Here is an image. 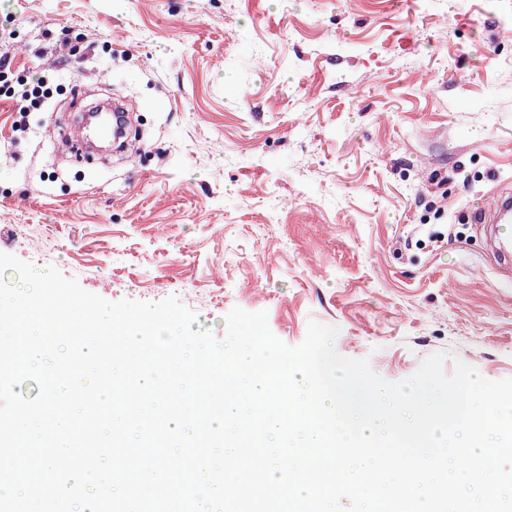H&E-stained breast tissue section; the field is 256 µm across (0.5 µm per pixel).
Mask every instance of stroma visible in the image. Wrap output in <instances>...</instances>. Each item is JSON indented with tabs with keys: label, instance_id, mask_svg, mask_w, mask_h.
<instances>
[{
	"label": "stroma",
	"instance_id": "stroma-1",
	"mask_svg": "<svg viewBox=\"0 0 512 512\" xmlns=\"http://www.w3.org/2000/svg\"><path fill=\"white\" fill-rule=\"evenodd\" d=\"M74 56L59 60L58 38ZM53 95L0 99V252L110 301L309 321L381 377L446 353L512 378V284L473 210L512 189V0H0V54ZM94 86L131 155L62 162Z\"/></svg>",
	"mask_w": 512,
	"mask_h": 512
}]
</instances>
